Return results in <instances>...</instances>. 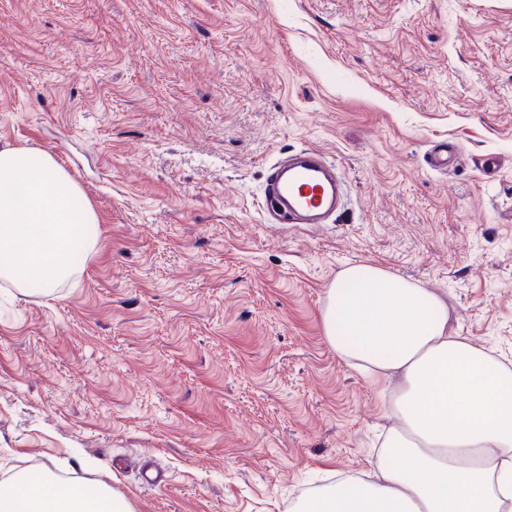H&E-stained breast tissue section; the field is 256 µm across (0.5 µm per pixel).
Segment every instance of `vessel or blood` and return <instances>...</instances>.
I'll return each mask as SVG.
<instances>
[{"label": "vessel or blood", "mask_w": 512, "mask_h": 512, "mask_svg": "<svg viewBox=\"0 0 512 512\" xmlns=\"http://www.w3.org/2000/svg\"><path fill=\"white\" fill-rule=\"evenodd\" d=\"M264 192L279 209L281 223L317 224L336 210L344 181L335 164L316 150L303 149L288 165L274 168Z\"/></svg>", "instance_id": "b4317fda"}]
</instances>
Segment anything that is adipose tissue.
<instances>
[{"mask_svg":"<svg viewBox=\"0 0 512 512\" xmlns=\"http://www.w3.org/2000/svg\"><path fill=\"white\" fill-rule=\"evenodd\" d=\"M323 328L343 359L397 377L389 437L369 476L348 474L299 498L294 512H512V370L448 324V307L380 267L342 269L327 292ZM19 476L0 512H132L104 483L42 493Z\"/></svg>","mask_w":512,"mask_h":512,"instance_id":"obj_1","label":"adipose tissue"}]
</instances>
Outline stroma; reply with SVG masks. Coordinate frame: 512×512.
Masks as SVG:
<instances>
[{
	"label": "stroma",
	"instance_id": "1",
	"mask_svg": "<svg viewBox=\"0 0 512 512\" xmlns=\"http://www.w3.org/2000/svg\"><path fill=\"white\" fill-rule=\"evenodd\" d=\"M6 144L99 222L52 293L0 279V488L48 469L133 512H288L368 470L398 383L324 336L352 263L512 368V0H0ZM309 147L343 211L267 223L269 167Z\"/></svg>",
	"mask_w": 512,
	"mask_h": 512
}]
</instances>
